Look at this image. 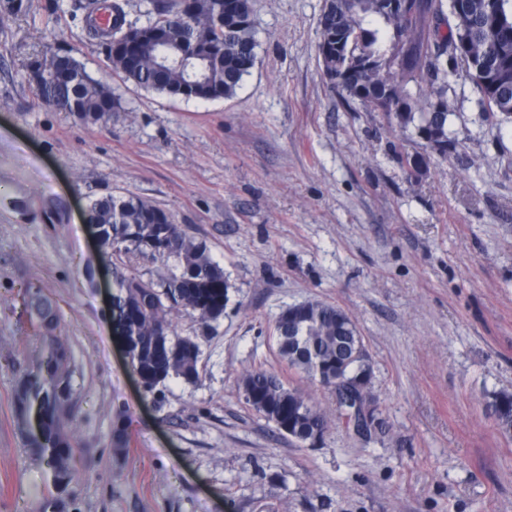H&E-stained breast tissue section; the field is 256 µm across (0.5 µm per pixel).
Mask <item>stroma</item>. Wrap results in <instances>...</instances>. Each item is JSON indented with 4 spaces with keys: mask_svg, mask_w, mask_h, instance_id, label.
I'll return each instance as SVG.
<instances>
[{
    "mask_svg": "<svg viewBox=\"0 0 512 512\" xmlns=\"http://www.w3.org/2000/svg\"><path fill=\"white\" fill-rule=\"evenodd\" d=\"M22 3L0 10V512H41L49 489L14 421L42 345L17 295L29 281L56 301L71 352L78 512H512V437L491 412L512 393V125L485 118L464 80L448 92L460 147L445 157L383 113L350 111L317 60L324 0H254L257 64L209 102L113 76L72 0ZM55 53L109 84L121 111L86 124L43 107L29 71ZM107 194L162 208L224 268L213 333L173 318L199 338L197 383L153 395L129 364L111 320L118 280L165 268L104 258L84 212ZM308 300L358 323L379 407L370 438L277 354L276 317ZM252 368L328 412L320 444L296 445L246 405Z\"/></svg>",
    "mask_w": 512,
    "mask_h": 512,
    "instance_id": "stroma-1",
    "label": "stroma"
}]
</instances>
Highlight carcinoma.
<instances>
[{
	"label": "carcinoma",
	"instance_id": "cac0c4a2",
	"mask_svg": "<svg viewBox=\"0 0 512 512\" xmlns=\"http://www.w3.org/2000/svg\"><path fill=\"white\" fill-rule=\"evenodd\" d=\"M85 9L88 31L112 53L113 72L145 91L187 100L230 99L256 63L253 0H148L147 29L158 34L134 39L121 35L125 14L119 4L88 0ZM317 52L328 87L348 106L383 113L391 126L414 130L443 156L459 145L448 133L451 77L473 84L486 114L512 123V0H402L394 9L387 0H325ZM72 72L75 82L50 76L35 83L41 105L89 123L101 121L105 109L122 110L112 89L76 61ZM87 212L102 231L107 260L141 257L150 245L152 259L169 265L156 282L123 279L116 298L115 327L130 347L145 391L154 394L170 379L196 382L198 337L176 334L172 317L187 312L200 329H213L228 301L224 268L205 240L187 235L166 211L140 197L109 194L92 200ZM19 297L43 348L16 385L14 416L55 490L43 512H66L63 494L73 480V455L57 449L73 448L78 421L71 354L57 335L58 308L44 286L29 281ZM199 297L208 304L195 306ZM130 308L137 318H127ZM274 333L288 368L322 382L340 413L352 416L343 399L349 373L371 393L369 355L349 361L364 342L343 309L308 301L281 312ZM239 390L268 422L287 424V436L301 447L322 441L328 431L327 412L272 372L246 371ZM491 408L501 432L511 437L512 394H499Z\"/></svg>",
	"mask_w": 512,
	"mask_h": 512
}]
</instances>
